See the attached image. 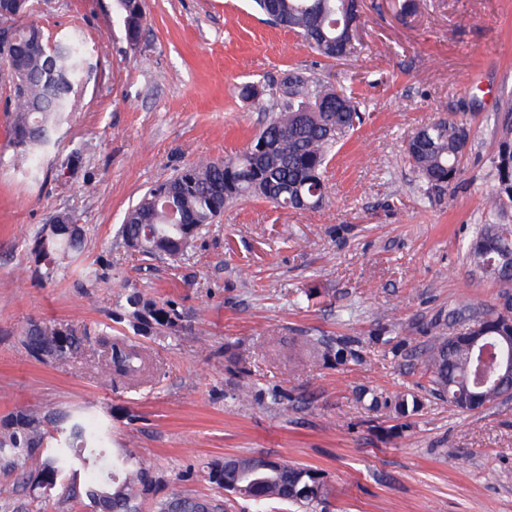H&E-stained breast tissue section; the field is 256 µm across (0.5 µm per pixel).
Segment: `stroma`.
Instances as JSON below:
<instances>
[{
  "label": "stroma",
  "mask_w": 512,
  "mask_h": 512,
  "mask_svg": "<svg viewBox=\"0 0 512 512\" xmlns=\"http://www.w3.org/2000/svg\"><path fill=\"white\" fill-rule=\"evenodd\" d=\"M31 4L23 24L51 41L79 35L89 70L35 173L10 143L0 80V419L23 408L101 420L111 451L151 468L141 512L174 492L224 512H289L210 483L208 464L227 455L319 471L331 490L323 512H512V400L459 412L416 361L438 314L491 306L499 293L465 244L495 183L494 116L512 109V0H421L413 16L364 0L362 51L337 62L264 21L251 0H145L134 45L114 0ZM290 70L352 93L365 114L329 165L328 204L230 207L181 262L126 246L127 209L198 158L243 151L264 114L241 87ZM441 116L466 121L473 137L457 178L430 192L402 145ZM62 212L83 226L85 248L48 279L32 242ZM134 292L174 303L185 328L137 334L119 316ZM33 325L81 347L36 360L20 343ZM103 331L143 346L149 377L103 376ZM310 336L357 337L360 359L323 360ZM246 385L262 398H243ZM366 389L382 400L406 391L423 408L406 419L371 410L359 402ZM44 456L28 459L25 483L0 457V512H91L88 500L32 484Z\"/></svg>",
  "instance_id": "35a3bbf8"
}]
</instances>
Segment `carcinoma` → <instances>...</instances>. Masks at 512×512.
<instances>
[{"label": "carcinoma", "mask_w": 512, "mask_h": 512, "mask_svg": "<svg viewBox=\"0 0 512 512\" xmlns=\"http://www.w3.org/2000/svg\"><path fill=\"white\" fill-rule=\"evenodd\" d=\"M257 12L274 25L300 36L317 55L327 60H347L356 56L360 42L351 41L346 29L356 16L353 0H253ZM115 9L126 36L137 39L144 24V7L139 0H115ZM47 43L35 25L14 31L11 65L20 85L11 89V144L17 155L32 163L36 154L47 150L53 132L63 115L72 111L83 74L80 39L73 37L54 50H43ZM246 99L262 100L267 117L250 145L241 153L222 160L201 159L178 171L173 177L152 185L130 208L119 228L122 239L138 242L144 255L175 261L186 260L188 251L173 248V243L190 230L191 238L218 222L228 205L250 199H265L281 208H294L298 196L313 207H322L327 198L326 172L334 149L362 122L360 105L352 97L336 91L321 79L290 71L265 88L258 83L241 87ZM501 137L494 160L495 193L487 202L488 219L474 228L466 245V258L474 268L500 254L512 252V229L496 221L497 213L512 203V113L495 116ZM468 125L457 119L440 118L420 128L419 145L405 139L404 153L427 188L442 190L461 170L466 153L460 139ZM264 142L267 151L256 155L254 148ZM83 230L68 224L52 225L34 240L36 255H45L44 275L55 274L62 260L82 251ZM509 275L493 265L485 279L502 288L501 295L512 293L503 283ZM127 314L137 331L175 330L181 313L171 302L158 305L138 293L127 297ZM472 329L482 336H512V305L487 309L455 308L432 323L435 341L420 351L418 361L427 376L430 391L448 398L455 407L475 390L477 355L466 341L453 336L456 328ZM104 348V373L137 378L146 370L140 346L116 336H101ZM312 343L323 346V357L338 365L359 359L356 337H345L332 344L323 338ZM22 346L40 360L57 359L80 348L82 341L69 337L65 351L33 328L21 337ZM401 417L416 414L422 407L415 395L400 392L384 402ZM53 450L41 462L38 476L42 489H53L60 476L77 466H90L95 478L83 489L63 487L68 499L84 497L93 512H138V499L145 491L150 468L127 457L112 458L107 450V430L99 423L87 425L76 419L68 425L51 417H40L25 409L13 412L0 425V455L7 454L14 465L24 468L32 451L45 440ZM208 479L226 492L240 486L256 490L255 499L303 507L314 512L325 500L327 488L316 470L289 465L269 456H226L209 463ZM206 500L175 494L161 503L160 512H213Z\"/></svg>", "instance_id": "carcinoma-1"}]
</instances>
